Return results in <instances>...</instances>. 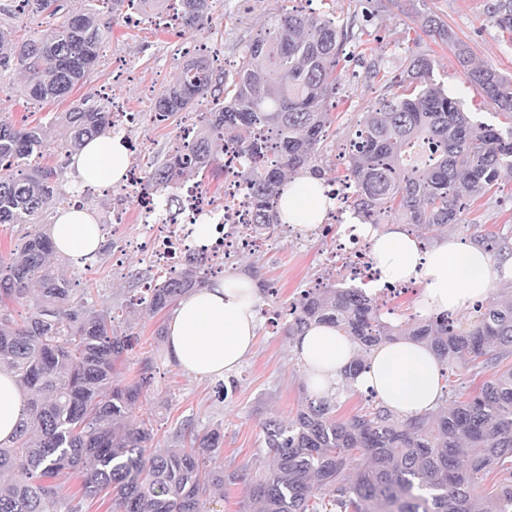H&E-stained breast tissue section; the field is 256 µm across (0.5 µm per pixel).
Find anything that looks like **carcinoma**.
<instances>
[{
  "label": "carcinoma",
  "instance_id": "obj_1",
  "mask_svg": "<svg viewBox=\"0 0 512 512\" xmlns=\"http://www.w3.org/2000/svg\"><path fill=\"white\" fill-rule=\"evenodd\" d=\"M25 12L57 15L63 0H26ZM126 0H81L46 37L24 39L0 26V72L23 67L24 96L52 101L71 95L97 65L111 25L99 5L122 10ZM187 28L212 20L211 0H179ZM494 24L512 35V0H497ZM351 37L324 15L288 12L274 19L241 57L234 73L205 59L185 62L155 101L154 117L185 118L201 98L209 119L190 144H176L146 171L147 184L171 188L220 170L221 146L254 159L244 172L257 206V231L278 228L274 204L287 178L314 167L331 124L336 67ZM468 77L497 110L512 115V81L492 66ZM67 131V155L110 129L109 106H75L56 116ZM437 151L422 155L424 143ZM48 144L38 126L0 122V224H39L64 202L56 167L40 163ZM512 173V125L477 123L436 82L428 57L413 59L399 89L389 90L350 139L345 174L355 189V215L379 224L393 213L434 239L457 223L460 202L486 195L502 171ZM477 243L498 263L512 258V230L490 231ZM48 233L34 231L0 260V370L29 392L15 436L0 443V512H57L62 474L80 479L66 512L87 501H112L113 512H204L201 501L239 481L209 465L201 448L224 443L216 427L201 432L189 420L176 433L189 447L154 448L137 407L152 383L149 360L137 375L117 379L139 338L118 331L117 315L97 308L88 291L50 264ZM214 272L201 259L178 275L158 279L138 311L172 310L182 295L204 286ZM32 304L19 322L9 305ZM287 332L297 336L327 323L349 337L358 358L344 371L342 389L377 346L411 340L429 346L442 376L461 368L490 379L465 399L443 396L430 412L403 417L374 401L347 418L334 401L309 398L286 421L261 424L268 471L246 485L244 512H512V485L499 483L477 507L479 480L492 470L512 475V295L474 307L466 330L446 314L394 324L360 288L329 283L301 292Z\"/></svg>",
  "mask_w": 512,
  "mask_h": 512
}]
</instances>
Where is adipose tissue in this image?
<instances>
[{
  "instance_id": "1",
  "label": "adipose tissue",
  "mask_w": 512,
  "mask_h": 512,
  "mask_svg": "<svg viewBox=\"0 0 512 512\" xmlns=\"http://www.w3.org/2000/svg\"><path fill=\"white\" fill-rule=\"evenodd\" d=\"M129 155L121 134L106 132L88 141L70 159L81 187L121 183ZM335 203L322 177L302 171L286 184L276 204L280 223L309 232L324 224ZM372 256L383 278L410 281L420 288L416 309L423 316L461 315L492 288L512 279V259L492 262L487 251L448 234L431 245L406 224L364 225ZM57 255L84 264L102 249L103 238L82 208H59L49 226ZM260 295L253 279L230 273L213 276L186 293L166 323L167 354L187 373L221 379L235 371L258 335ZM293 351L304 366L309 394H336L342 374L355 356L347 336L319 324L294 337ZM354 387L373 392L383 405L403 416L433 410L443 395L441 363L426 345L400 340L376 347ZM26 408V396L13 374L0 371V443L9 442Z\"/></svg>"
}]
</instances>
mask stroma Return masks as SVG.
Wrapping results in <instances>:
<instances>
[{"label":"stroma","instance_id":"35a3bbf8","mask_svg":"<svg viewBox=\"0 0 512 512\" xmlns=\"http://www.w3.org/2000/svg\"><path fill=\"white\" fill-rule=\"evenodd\" d=\"M495 0H213L212 22L202 29L180 30L144 21L131 27L125 21L112 23L104 40L98 64L89 78L66 99L36 102L20 96L23 78L11 70L0 78V120L41 126L51 146V163L60 173L66 194H73L78 176L68 167L60 149L61 128L57 113L77 103L89 106L99 102L100 88L107 87L123 98L135 112L132 129L140 142L137 161L150 168L156 158L175 146L180 128L176 122L154 118V103L141 93L142 85L161 89L177 77L185 56L184 43L203 41L235 65L247 45L264 29L273 16L298 9L327 12L337 25L356 18L355 41L344 47L336 69V95L331 103L332 122L320 145L317 164L323 179L338 176L348 140L360 120L375 108L386 86L403 79L410 61L426 54L433 74L443 82L450 96L460 100L475 120L507 127V120L496 114L481 91L467 78V70L456 60L451 46L442 41L439 30H447L468 48L472 65H491L512 79V35L492 22ZM371 54H364V47ZM122 58L137 73V81L119 85L112 81V60ZM378 76H371V69ZM104 238L95 260L83 266L56 257L57 268L80 287L91 289L97 306L120 308L137 295L143 279L152 276L149 261L138 254L115 265L116 247L133 237H144L149 228L141 224L133 193L116 191L109 197L86 201ZM126 212L122 224L111 223L113 209ZM512 226V176L503 177L491 193L470 201L461 212L452 234L473 240L479 229L498 230ZM331 241L312 235L301 244L278 233L267 236L265 249L243 257L232 270L252 278L262 286L263 308H285L307 285L324 276L323 259ZM162 317L140 314L123 323L126 333L138 336L139 343L122 367L123 374L139 370L142 359H150L154 382L139 407L149 418L148 426L158 447L176 445V432L182 421L190 419L198 427L222 426L224 445L216 459L225 470L244 478L267 469L269 459L261 443L260 426L269 418L288 419L308 394L304 370L292 352L291 336L285 326L259 328L252 353L230 377L211 380L189 375L168 356L155 331ZM225 486L223 496L208 499L206 512H242L245 485Z\"/></svg>","mask_w":512,"mask_h":512}]
</instances>
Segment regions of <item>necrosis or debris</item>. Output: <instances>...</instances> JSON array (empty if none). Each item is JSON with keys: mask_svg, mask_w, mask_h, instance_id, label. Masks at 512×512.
I'll return each mask as SVG.
<instances>
[{"mask_svg": "<svg viewBox=\"0 0 512 512\" xmlns=\"http://www.w3.org/2000/svg\"><path fill=\"white\" fill-rule=\"evenodd\" d=\"M222 162L224 182L221 194L201 180H187L176 187L173 200L164 201L143 187L144 174L137 164H130L125 184L137 191L136 207L141 223L157 225L147 237L132 240L114 253L123 262L128 252L147 257L157 272L165 277L178 273L188 256L206 259L211 269H221L231 259L254 253L265 243L264 236L254 232L256 206L248 184L242 178L245 159L234 146H225ZM327 193L336 207L320 234H327L331 224H339L341 232L333 236V246L324 258L327 267L339 270L346 281L372 289L380 303L411 291L408 283L382 279L371 256V243L361 235L357 225L346 224L351 187L343 181H332Z\"/></svg>", "mask_w": 512, "mask_h": 512, "instance_id": "1", "label": "necrosis or debris"}]
</instances>
